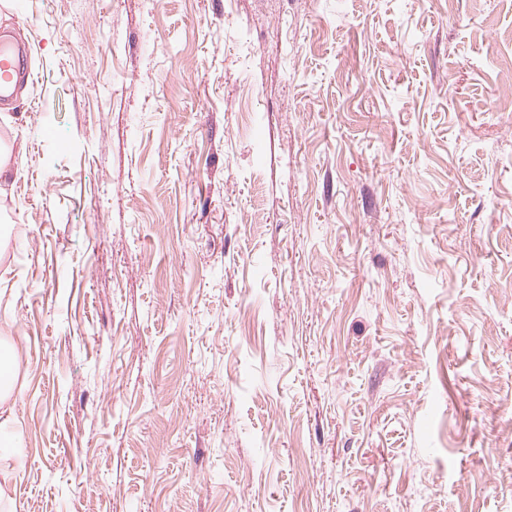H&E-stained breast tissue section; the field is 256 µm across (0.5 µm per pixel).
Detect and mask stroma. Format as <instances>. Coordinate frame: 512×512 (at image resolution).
I'll use <instances>...</instances> for the list:
<instances>
[{
    "mask_svg": "<svg viewBox=\"0 0 512 512\" xmlns=\"http://www.w3.org/2000/svg\"><path fill=\"white\" fill-rule=\"evenodd\" d=\"M16 512H512V0H0ZM22 53L17 51L3 35L0 36V97L13 82L26 75L22 65Z\"/></svg>",
    "mask_w": 512,
    "mask_h": 512,
    "instance_id": "35a3bbf8",
    "label": "stroma"
}]
</instances>
